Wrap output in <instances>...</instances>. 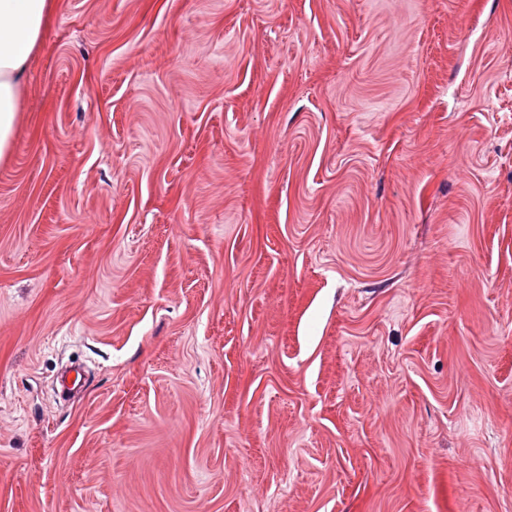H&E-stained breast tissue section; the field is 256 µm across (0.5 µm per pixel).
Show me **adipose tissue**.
Wrapping results in <instances>:
<instances>
[{"label":"adipose tissue","mask_w":512,"mask_h":512,"mask_svg":"<svg viewBox=\"0 0 512 512\" xmlns=\"http://www.w3.org/2000/svg\"><path fill=\"white\" fill-rule=\"evenodd\" d=\"M52 14L53 0H0V161L9 155L24 76Z\"/></svg>","instance_id":"obj_1"}]
</instances>
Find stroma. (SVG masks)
<instances>
[{
    "label": "stroma",
    "mask_w": 512,
    "mask_h": 512,
    "mask_svg": "<svg viewBox=\"0 0 512 512\" xmlns=\"http://www.w3.org/2000/svg\"><path fill=\"white\" fill-rule=\"evenodd\" d=\"M0 512H512V0H55Z\"/></svg>",
    "instance_id": "1"
}]
</instances>
